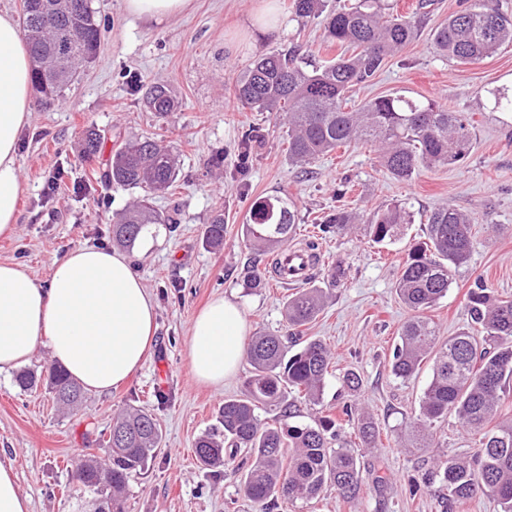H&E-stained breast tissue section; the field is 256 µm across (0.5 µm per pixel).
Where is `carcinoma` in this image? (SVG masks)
I'll list each match as a JSON object with an SVG mask.
<instances>
[{
  "mask_svg": "<svg viewBox=\"0 0 512 512\" xmlns=\"http://www.w3.org/2000/svg\"><path fill=\"white\" fill-rule=\"evenodd\" d=\"M23 36L33 59L32 85L45 102H53L71 83L80 66L96 56L105 25L97 20L91 0H23ZM299 18L320 17L323 43L352 49L319 66L299 58L296 51L272 50L258 55L237 77L234 98L258 112H285L288 122V159L302 165L338 148L361 141L381 146V166L394 179L408 181L424 167L450 165L472 149L469 124L433 100L402 94L375 97L357 109L348 107L354 86L368 84L386 57L413 43L420 32L416 16L385 12L381 0H353L324 12L322 0H294ZM436 51L457 64L476 63L500 46L512 43V16L498 0H471L433 32ZM148 111L166 118L178 101L164 82L152 84L144 96ZM102 149L96 129L85 133L83 157ZM106 178L140 198L117 214L112 242L134 247L151 224H170L150 204L154 195L174 187L178 171L173 151L164 141L144 136L118 147L110 158ZM298 215L288 199L268 195L256 200L242 225L246 243L262 252H274L293 238ZM352 214L338 209L325 218L324 233H343ZM412 223L403 203L376 207L364 221L363 232L376 244H393L403 225ZM428 241L411 248L403 259L396 291L412 312L403 323L390 371L403 381L428 364L432 378L423 392L419 412L408 429L410 448H428L438 423L455 415L463 428L478 436L463 456H443L428 478L448 487V506L480 496L494 497L501 512H512V418L501 417L500 407L512 396V299L495 295L478 279L467 292L465 310L481 331L462 330L442 342L427 312L448 294L453 272L469 261L472 224L462 211L446 206L427 220ZM203 243L224 245V214L215 213L204 228ZM243 284L267 285L264 270L248 271ZM326 292L300 287L289 296L284 318L287 336L259 334L248 342L246 358L252 371L241 394L224 400L219 411L221 432L207 433L195 443L196 455L206 467L228 464L246 451L248 468L240 491L257 508L271 512V503H309L327 485L350 499L361 488L357 457L344 445H335L338 430L347 421L355 425L364 447L372 448L380 435L373 418L352 404L319 424L290 425V395L318 404L325 378L332 374V354L319 340L301 336V328L316 319ZM54 399L67 409L84 399L83 388L62 368L48 371ZM110 448L108 461L88 458L75 469L81 484L96 490L100 501L112 502V512H123L129 478L144 471L162 442L157 418L140 409L115 414L104 433Z\"/></svg>",
  "mask_w": 512,
  "mask_h": 512,
  "instance_id": "1",
  "label": "carcinoma"
}]
</instances>
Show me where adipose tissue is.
I'll return each mask as SVG.
<instances>
[{
	"label": "adipose tissue",
	"instance_id": "1",
	"mask_svg": "<svg viewBox=\"0 0 512 512\" xmlns=\"http://www.w3.org/2000/svg\"><path fill=\"white\" fill-rule=\"evenodd\" d=\"M31 60L20 26L0 13V236L15 235L23 183L20 137L30 118ZM156 305L130 256L79 246L55 262L40 283L26 268L0 263V374L27 364L45 348L84 389L105 393L142 366L154 341ZM249 325L240 305L212 299L193 319L190 370L218 390L238 370Z\"/></svg>",
	"mask_w": 512,
	"mask_h": 512
}]
</instances>
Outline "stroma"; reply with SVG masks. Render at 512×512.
<instances>
[{
	"instance_id": "1",
	"label": "stroma",
	"mask_w": 512,
	"mask_h": 512,
	"mask_svg": "<svg viewBox=\"0 0 512 512\" xmlns=\"http://www.w3.org/2000/svg\"><path fill=\"white\" fill-rule=\"evenodd\" d=\"M260 4L192 0L182 14L154 24L129 15L123 0H92L97 18L109 25L95 59L63 97L48 106L31 103L18 149L24 185L19 224L14 236L0 237V262L25 264L37 282H47L53 261L75 247H111L112 218L136 196L103 177L115 144L141 136L170 141L180 172L174 188L154 200L176 226L152 225L129 252L157 311L155 343L143 367L110 392L86 393L75 411L60 408L43 382L24 392L14 375H0V462L12 465L30 512H95L97 494L73 482L71 472L83 457L106 459L100 433L129 406L156 416L162 443L148 469L130 478L125 512H255L238 492L245 454L229 466L207 468L194 447L217 427L225 399L240 395L250 365L241 363L223 389L213 390L194 379L187 342L195 313L219 294L239 302L251 332L286 334L283 305L293 286L273 281L257 292L243 286L246 269L267 259L245 246L241 226L253 202L274 193L297 210L295 240L318 242L314 283L329 291L324 310L303 334L329 346L333 373L322 405L298 402L292 422L315 424L323 405L353 400L377 422L380 439L364 448L355 428L342 430L362 470L358 497L344 498L330 485L317 501H281L273 512H445L444 488L424 484L423 475L439 456L467 453L472 439L452 416L437 429L432 447L404 445L406 424L432 372L423 367L407 382L390 372L399 329L410 316L395 283L408 250L427 239L430 212L449 205L469 216L473 241L468 265L456 271L447 296L430 312L440 338L466 328V294L475 280L512 298V111L495 108L490 99L494 91L512 96V44L471 65L440 57L432 33L466 0H434L419 38L388 57L370 84L351 92L356 104L395 93L431 99L470 119L473 148L465 159L398 181L381 167L372 143L308 165L292 163L284 113L238 106L235 78L256 56L299 45L313 51L315 60L327 57L320 19L298 18L293 0H278L285 25L260 33L252 27ZM156 81L167 82L179 102L165 119L143 103L146 86ZM91 127L104 143L87 161L81 139ZM52 177L57 183L51 187ZM396 200L407 204L413 222L390 246L373 244L356 227L341 236L319 230L335 208L363 221L377 206ZM218 210L224 213V245L213 250L205 246L203 230ZM338 267L345 275L331 282ZM348 370L362 379L354 394L341 381Z\"/></svg>"
}]
</instances>
